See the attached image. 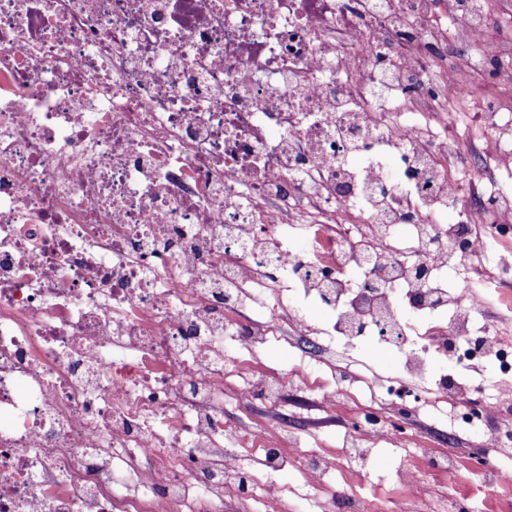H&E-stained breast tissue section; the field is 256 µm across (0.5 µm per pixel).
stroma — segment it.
<instances>
[{
	"label": "stroma",
	"mask_w": 512,
	"mask_h": 512,
	"mask_svg": "<svg viewBox=\"0 0 512 512\" xmlns=\"http://www.w3.org/2000/svg\"><path fill=\"white\" fill-rule=\"evenodd\" d=\"M472 288L479 297L478 322H496L503 341L512 342V301L504 296L511 288L488 277L473 281ZM241 366L227 365L224 374V422L245 436L238 449L245 464L257 476H264V452L261 445L252 443L250 436L260 427L270 425L277 413L285 412L301 424L297 442L310 454L335 455L349 435L348 416L359 408L378 400V386L386 377L400 370L397 355L388 349H379L369 338L353 341L335 340L328 351H315L311 358L317 367L315 375H300L294 388L284 392L277 406L257 400H244L242 393L249 383L244 374L256 371L267 376L295 368L301 358L300 341L296 336L276 337L270 344L253 352H240ZM339 391L340 407L328 411L322 406V395ZM412 441L402 448L389 440L375 442L369 466L354 472L339 464L330 469L322 487H312L299 462L289 461L275 478L281 487L279 501H271L264 490H257L247 502H239L233 494L224 496V512H322L330 489L348 486L360 498L369 500L375 512H410L411 503L405 502L392 484L395 470L419 449L430 446L438 433L454 434L456 441L434 449L437 459L450 456L457 463L454 471H445L434 465L425 468L422 485L425 498L463 494L473 500L475 512H484L492 494L480 472L469 469L467 456L473 444L476 425L465 424L456 417L453 406L440 399H429L421 404L418 414L410 420ZM431 447V446H430Z\"/></svg>",
	"instance_id": "35a3bbf8"
}]
</instances>
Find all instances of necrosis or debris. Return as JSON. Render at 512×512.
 I'll return each mask as SVG.
<instances>
[{
  "instance_id": "1",
  "label": "necrosis or debris",
  "mask_w": 512,
  "mask_h": 512,
  "mask_svg": "<svg viewBox=\"0 0 512 512\" xmlns=\"http://www.w3.org/2000/svg\"><path fill=\"white\" fill-rule=\"evenodd\" d=\"M475 63L512 83L486 0H0V512H224L252 479L224 340L288 325L312 348L300 293L329 335L395 330L403 375L352 417L347 467L367 437L407 443L408 380L436 361L511 375L467 273L512 280L485 265L512 237V117L479 103L484 132L448 140ZM431 377L461 419L512 407ZM264 441L267 473L330 468L291 426ZM396 480L417 512H469L421 501L417 466Z\"/></svg>"
}]
</instances>
